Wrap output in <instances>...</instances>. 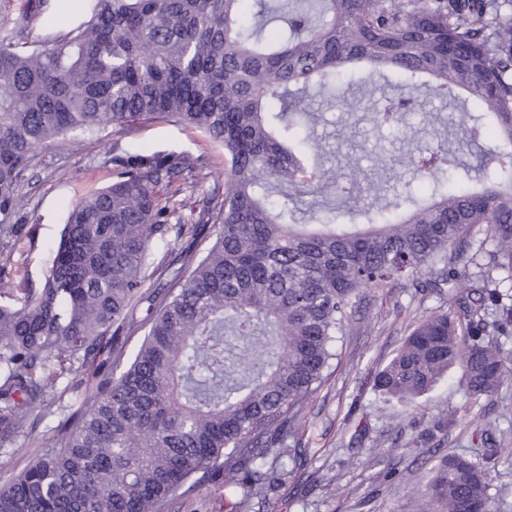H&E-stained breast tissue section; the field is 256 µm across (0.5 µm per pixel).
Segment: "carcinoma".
Masks as SVG:
<instances>
[{
    "instance_id": "1",
    "label": "carcinoma",
    "mask_w": 512,
    "mask_h": 512,
    "mask_svg": "<svg viewBox=\"0 0 512 512\" xmlns=\"http://www.w3.org/2000/svg\"><path fill=\"white\" fill-rule=\"evenodd\" d=\"M78 0L70 30L30 52L0 39V215L20 210L30 157L60 136L168 119L224 147L230 167L201 201L218 225L200 258L153 296L141 345L117 378L56 426L52 447L0 489V512H160L185 485L224 471L230 512H252L285 476L295 422L321 387L348 310L367 288L407 279L448 289V310L417 322L374 387L415 407L454 370L468 401L512 383V0ZM464 91L448 130L472 145L489 126L482 184L448 177L446 142L361 196L359 169L325 167L319 97L344 84ZM111 185L69 210L42 288H0V448L28 416L57 415L51 392L104 352L145 299L156 239H180L164 192L205 180L186 152L112 158ZM348 216L350 223L338 219ZM495 248H486L488 242ZM495 454L442 457L422 491L436 512H492Z\"/></svg>"
}]
</instances>
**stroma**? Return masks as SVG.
<instances>
[{
    "mask_svg": "<svg viewBox=\"0 0 512 512\" xmlns=\"http://www.w3.org/2000/svg\"><path fill=\"white\" fill-rule=\"evenodd\" d=\"M59 5L60 0H47L45 15L57 18L50 29L45 15L31 10L29 0H0V31L20 33L26 49H33L49 33L68 31L70 23ZM392 96L390 89L366 83L349 93L356 109L316 106L323 163L341 174L349 160H359L366 196L375 194L395 161L444 132L443 124L429 125L426 114L446 113L448 104L426 94L403 112L399 124L378 126L374 114ZM340 125L352 129L351 140L333 138ZM168 150L203 157L212 179L223 180L227 166L223 146L171 119L145 121L125 130L110 127L94 137L67 135L37 150L17 188L23 204L17 219L23 230L0 235V267L11 286L41 288L69 208L111 183L113 156ZM200 197V191L189 188L176 195L184 235L178 241L153 242L145 293L171 286L179 269L173 257L182 243L193 238ZM447 308V292L424 291L404 280L362 293L349 315L347 336L329 378L300 414L298 460L288 463L287 481L271 492L260 512H432L420 489L435 461L448 454L475 459L484 451L473 436L469 424L473 418L497 425L499 457L491 493L498 512H512V387L471 407L458 381L444 382L414 410L387 404L373 387L375 371L400 347L411 324ZM56 424V419L36 412L29 416L27 437L15 447L0 449V485L41 456L55 436ZM163 512H227L223 474L210 475L196 489H179Z\"/></svg>",
    "mask_w": 512,
    "mask_h": 512,
    "instance_id": "obj_1",
    "label": "stroma"
}]
</instances>
